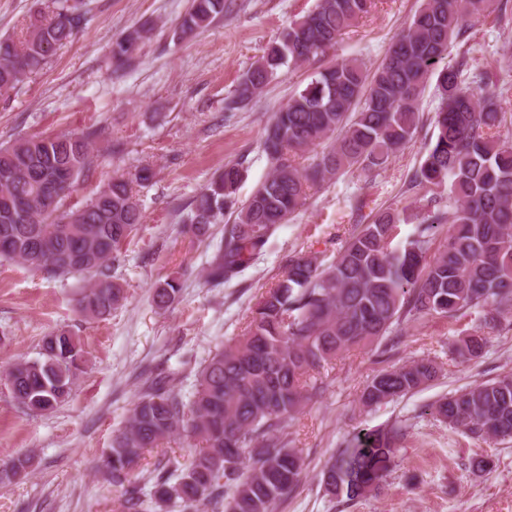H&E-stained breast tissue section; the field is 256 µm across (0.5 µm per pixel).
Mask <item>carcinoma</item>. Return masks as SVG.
<instances>
[{
    "label": "carcinoma",
    "instance_id": "cac0c4a2",
    "mask_svg": "<svg viewBox=\"0 0 512 512\" xmlns=\"http://www.w3.org/2000/svg\"><path fill=\"white\" fill-rule=\"evenodd\" d=\"M372 7L373 0H316L241 77L225 108L246 107L281 67L326 56ZM224 8V0H192L178 37L208 27ZM86 15L84 0H53L50 11L29 15L21 38L0 37V92L41 70L85 26ZM487 21L511 26L512 0H420L376 68L358 59L333 61L275 113L263 140L271 172L246 201L235 197L242 172L232 165L190 203L184 223L192 235L224 225L206 282L220 286L242 277L305 204L311 186L382 169L415 139L423 125L420 98L436 77V134L411 179L415 196L365 216L327 263L306 253L288 257L241 336L206 361L189 395L175 390V371L150 379L105 461L122 512H171L176 502L190 510L211 504L214 512H275L304 466L284 428L320 393L322 386L308 383L312 373L353 348L383 346L404 323L439 316L457 325L473 309L483 312L482 329L469 333L457 354L477 359L489 343L485 331L512 317V133L501 134L512 100L499 87L512 61L476 73L483 96L465 74L474 28ZM147 33L135 27L113 41L112 64L130 61ZM104 134L96 127L0 145V260L53 278L87 276L76 310L97 319L126 299L116 270L141 223L133 185L154 178L152 168L141 166L68 204L95 171L94 145ZM319 146L312 163L298 162ZM228 211L235 214L231 224L224 223ZM413 219L412 234L396 244L401 225ZM441 231L444 245L435 250ZM179 294L178 281L166 280L155 290L157 305L167 307ZM85 361L80 337L61 330L0 379L20 407L42 415L69 399ZM439 372L430 359L382 370L366 384L361 403L395 401ZM427 411L474 439H512V374L443 396ZM404 435L401 427L355 434L323 470L327 494L352 499L377 490L383 463ZM176 436L202 448L184 468L172 460L157 465L153 491L145 494L132 479L134 467L147 449Z\"/></svg>",
    "mask_w": 512,
    "mask_h": 512
}]
</instances>
